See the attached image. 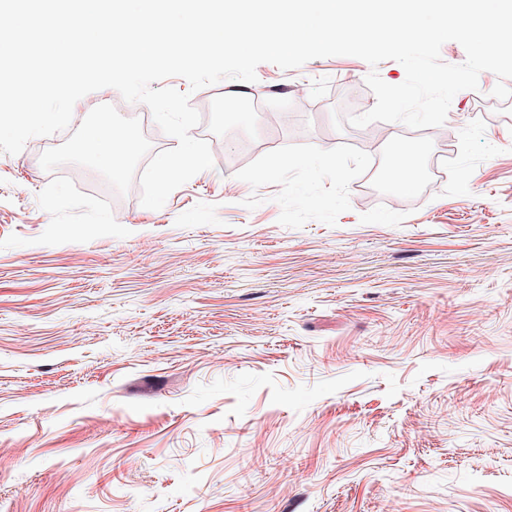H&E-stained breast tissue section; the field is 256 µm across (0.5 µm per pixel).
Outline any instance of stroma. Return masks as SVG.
Here are the masks:
<instances>
[{"instance_id":"obj_1","label":"stroma","mask_w":512,"mask_h":512,"mask_svg":"<svg viewBox=\"0 0 512 512\" xmlns=\"http://www.w3.org/2000/svg\"><path fill=\"white\" fill-rule=\"evenodd\" d=\"M370 70L191 92L214 166L158 210L177 142L115 89L0 152V512H512V98L335 129ZM108 119L117 179L80 150ZM110 133L105 135L100 131H93L85 140L84 152L94 159L108 157L112 163V175L122 172L123 162L136 148V141L131 131H123L114 127L113 123L106 124Z\"/></svg>"}]
</instances>
